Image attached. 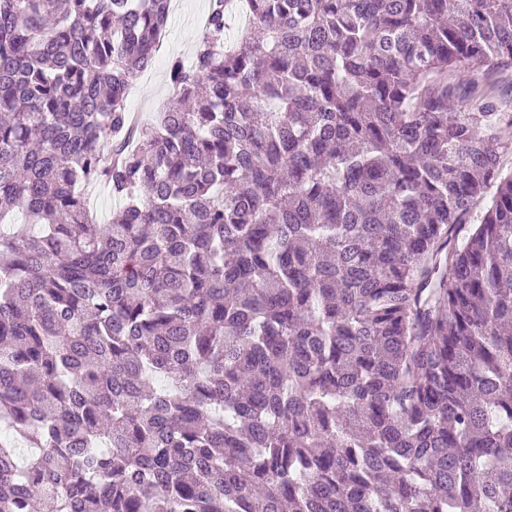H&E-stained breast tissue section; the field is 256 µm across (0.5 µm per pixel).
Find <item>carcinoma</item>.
Here are the masks:
<instances>
[{"label":"carcinoma","mask_w":512,"mask_h":512,"mask_svg":"<svg viewBox=\"0 0 512 512\" xmlns=\"http://www.w3.org/2000/svg\"><path fill=\"white\" fill-rule=\"evenodd\" d=\"M169 2L0 0V512H512V0H210L129 145ZM97 196H90V207L97 216L100 224H107L112 218V211L119 206L112 198L110 191L104 186H97Z\"/></svg>","instance_id":"cac0c4a2"}]
</instances>
